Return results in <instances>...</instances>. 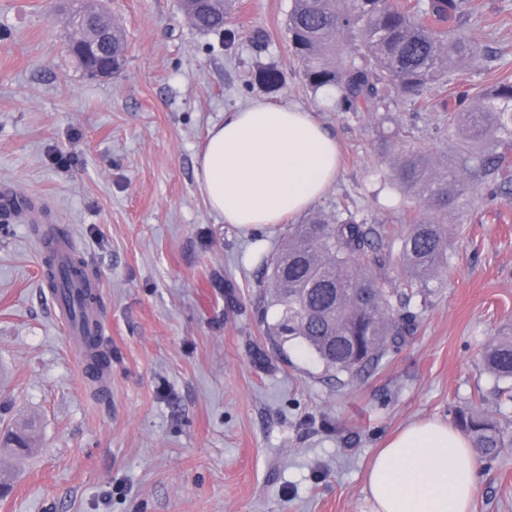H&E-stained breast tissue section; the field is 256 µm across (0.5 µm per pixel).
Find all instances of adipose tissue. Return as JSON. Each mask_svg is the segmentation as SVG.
<instances>
[{
	"instance_id": "adipose-tissue-1",
	"label": "adipose tissue",
	"mask_w": 512,
	"mask_h": 512,
	"mask_svg": "<svg viewBox=\"0 0 512 512\" xmlns=\"http://www.w3.org/2000/svg\"><path fill=\"white\" fill-rule=\"evenodd\" d=\"M337 170L336 140L313 113L256 101L209 130L196 178L212 211L251 231L305 212ZM367 484L372 512H471L477 461L458 430L424 419L385 442Z\"/></svg>"
}]
</instances>
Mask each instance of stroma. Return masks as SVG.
<instances>
[{
	"mask_svg": "<svg viewBox=\"0 0 512 512\" xmlns=\"http://www.w3.org/2000/svg\"><path fill=\"white\" fill-rule=\"evenodd\" d=\"M292 0H237L234 34L201 33L180 0H108L125 34L120 78L91 80L49 0H0V184L26 201L0 229V425L39 420L0 512H371L367 470L386 440L481 407L512 422L480 353L512 320V201L477 192L449 215L447 273L417 332L372 370L331 379L304 346L272 349L253 300L255 256L287 232L245 233L195 179L208 130L265 101L313 112L336 138L317 211L384 224L393 253L417 202L390 181L406 147L456 165L448 116L512 76V0H470L452 30L483 33L466 76L393 96L389 111H336L304 83L288 41ZM228 31V32H229ZM276 67L279 91L255 72ZM64 226L100 281L112 388L97 399L43 290L37 231ZM473 512H512V447L478 464Z\"/></svg>",
	"mask_w": 512,
	"mask_h": 512,
	"instance_id": "obj_1",
	"label": "stroma"
}]
</instances>
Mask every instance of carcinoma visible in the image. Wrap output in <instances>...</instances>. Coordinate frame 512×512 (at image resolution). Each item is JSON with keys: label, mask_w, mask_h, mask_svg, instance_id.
Instances as JSON below:
<instances>
[{"label": "carcinoma", "mask_w": 512, "mask_h": 512, "mask_svg": "<svg viewBox=\"0 0 512 512\" xmlns=\"http://www.w3.org/2000/svg\"><path fill=\"white\" fill-rule=\"evenodd\" d=\"M184 7L192 11L193 27L215 32L224 30L233 3L189 0ZM466 10L467 0H417L410 6L391 0H293L288 40L306 85L336 94V111L386 112L391 93L416 98L480 54L476 34L450 36L438 28L449 15ZM258 80L275 91L281 77L264 67ZM448 139L470 145L467 155L458 157L461 171L437 169L409 151L391 177L419 203L401 239L406 287L388 288L381 275L390 257L384 225L349 210L313 212L288 225L284 243L263 256L259 269L266 280L257 282L255 295L272 348L281 351L296 341L334 377L352 378L417 331L412 300L427 296L448 266V213L465 212L478 183L492 184L493 196H512V180L500 173L512 152V80L486 89L480 107L453 113ZM273 307L278 318L270 324ZM482 369L498 382H512L511 323L484 349ZM455 422L484 460L512 447L509 427L486 412L460 410ZM32 441V428L10 430L0 436V448L20 458Z\"/></svg>", "instance_id": "cac0c4a2"}]
</instances>
